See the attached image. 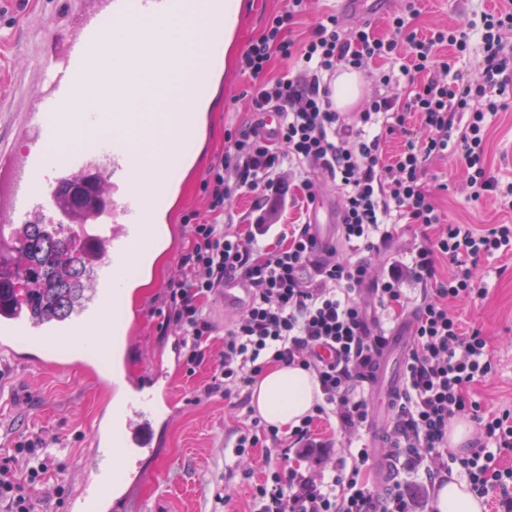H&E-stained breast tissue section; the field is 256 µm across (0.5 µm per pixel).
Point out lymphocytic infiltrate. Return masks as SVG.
<instances>
[{
  "label": "lymphocytic infiltrate",
  "mask_w": 512,
  "mask_h": 512,
  "mask_svg": "<svg viewBox=\"0 0 512 512\" xmlns=\"http://www.w3.org/2000/svg\"><path fill=\"white\" fill-rule=\"evenodd\" d=\"M307 0H287L262 35L242 51L238 67L249 83L244 96L255 114L277 113L272 131L263 124L230 133L203 181L207 213L184 217L187 246L163 296L164 325L183 338L186 364L199 365L212 325L204 311L226 279L250 285L249 302L224 333L205 395H221L229 411L243 408V393L266 364L280 362L313 374L322 400L288 437L277 426L252 420L235 445L238 466L250 471L252 450L284 443L296 456L323 454L330 439L315 419L334 420L345 440L370 424L375 357L387 343L385 323L409 318L411 346L400 388L390 408L386 440L403 450L404 470L419 472L426 486L455 473L492 512H512V407L491 410L472 389L494 370L480 328L464 326L451 308L487 295L479 269L512 254V224H449L428 182L433 165L454 155L465 172L464 190L477 203L495 198L512 212V181L489 164V119L512 104V0L468 24L419 32L418 0L387 21L386 34L371 23L345 27L327 14L302 37L294 29ZM482 47L476 80L454 75L471 38ZM291 62L279 77L268 74L273 57ZM401 60L404 93L369 96L353 118L337 112L331 84L337 71L366 70L376 61ZM398 140L387 154L389 140ZM299 176L303 199L314 205L323 182L339 195L336 242L319 244L309 224H279L290 202V178ZM249 194L247 228L236 224L235 198ZM420 241L409 260L382 250L406 231ZM420 288L412 299L408 288ZM469 419V450L448 449V426ZM54 435L17 441L0 458V502L8 512H34L30 485L48 469ZM329 475L275 468L251 485L249 512H424L423 502L400 485L378 493L369 484L371 448L348 450Z\"/></svg>",
  "instance_id": "1"
}]
</instances>
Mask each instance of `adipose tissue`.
Listing matches in <instances>:
<instances>
[{
	"instance_id": "obj_1",
	"label": "adipose tissue",
	"mask_w": 512,
	"mask_h": 512,
	"mask_svg": "<svg viewBox=\"0 0 512 512\" xmlns=\"http://www.w3.org/2000/svg\"><path fill=\"white\" fill-rule=\"evenodd\" d=\"M125 79L135 98L136 111L145 114L156 112L164 99L176 93L184 103H192L194 99L192 88H171L148 68L126 74ZM318 397L317 382L308 371L275 363L255 383L252 405L266 422L282 427L298 424L312 411Z\"/></svg>"
}]
</instances>
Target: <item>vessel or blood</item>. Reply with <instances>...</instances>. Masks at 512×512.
Returning <instances> with one entry per match:
<instances>
[{
  "mask_svg": "<svg viewBox=\"0 0 512 512\" xmlns=\"http://www.w3.org/2000/svg\"><path fill=\"white\" fill-rule=\"evenodd\" d=\"M243 22V14L228 11L225 0H66L63 10L31 27L30 38L39 51L30 67L38 79L32 92L22 95L24 109L14 121L12 144L0 145V252H12L17 225L72 223L76 234L94 246L95 258L92 285L67 317L39 320L17 306L0 311L1 349L25 342L43 350L44 364L81 369L89 358L109 364L117 329L133 335V328H122L113 317V306L124 297L133 272L156 239L153 224L160 205L180 192L170 169L182 167L190 176L200 173L203 159L188 146L206 133L212 116L169 97L141 145L133 146L131 128L140 115L126 111L129 91L114 64L135 61V47L148 25L155 31V72L198 91L217 72V44ZM173 23L195 49L190 64L180 63L163 35ZM119 25L127 26L128 39H113L112 30ZM101 82L112 85V111H76L78 98ZM64 133L73 145L58 158L51 146ZM159 142L166 153L158 165L144 169L148 189L128 187L137 155L149 153ZM107 173L116 177L109 187L102 180ZM78 178L90 179L102 200L80 225L56 203L64 187ZM170 388L169 373L162 366L143 383L126 376L110 382V395L84 459V480L71 498L73 512H103L128 475L129 449L155 447L154 419Z\"/></svg>",
  "mask_w": 512,
  "mask_h": 512,
  "instance_id": "b4317fda",
  "label": "vessel or blood"
}]
</instances>
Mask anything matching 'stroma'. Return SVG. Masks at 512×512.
Wrapping results in <instances>:
<instances>
[{
    "mask_svg": "<svg viewBox=\"0 0 512 512\" xmlns=\"http://www.w3.org/2000/svg\"><path fill=\"white\" fill-rule=\"evenodd\" d=\"M64 0H0V97L16 91V79L27 66L34 47L27 23L62 7ZM501 0H423L415 25L428 30L438 25L456 26L479 19L483 11L500 6ZM284 0H244L245 22L230 51L237 61L248 42L265 29L270 15L282 9ZM247 85L236 69H229L225 81L211 83L206 97L213 121L207 137L195 154L213 161L224 147L227 129H247L255 120L241 93ZM490 164L493 174L512 180V109L491 119ZM439 178L448 188L437 201L451 224H512V213L501 211L494 200H467L462 189L464 173L455 157L437 165ZM179 201L169 202L161 215L163 224L177 226L172 247L156 246L152 265L137 277L127 315L136 318V334L127 351L129 376L146 379L157 358L175 361L169 398L177 410L165 423L160 444L152 456L140 459L144 479L127 483L124 498L112 512H242L246 506L249 480H261L268 465L278 464L277 448L253 451V477L244 479L236 469L235 429L245 423V411L229 415L221 396L203 397L202 391L213 374L222 348L224 328L233 314L224 305L223 293L207 302V314L214 325L211 349L194 373H187V350L177 333L161 331L163 286L176 270L186 232L183 218L203 210L205 196L201 179L186 180ZM502 268L487 265L484 282L488 295L482 305L459 306L463 320L479 324L488 338L495 371L479 385L487 408L512 403V257ZM106 394L79 369L34 368L0 361V457L22 437L47 431L60 443L53 448L52 466L32 489L36 512H70V499L79 480L81 463L89 448Z\"/></svg>",
    "mask_w": 512,
    "mask_h": 512,
    "instance_id": "35a3bbf8",
    "label": "stroma"
}]
</instances>
